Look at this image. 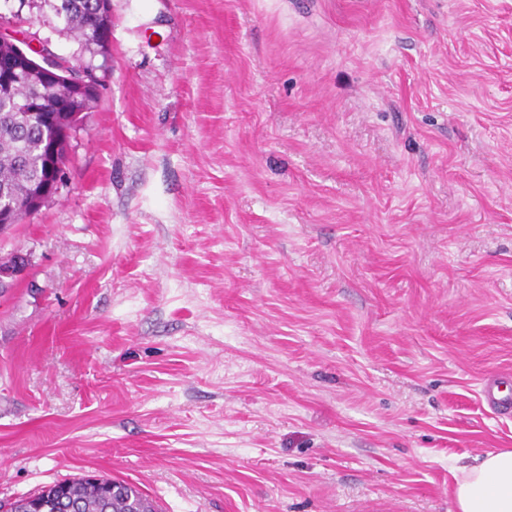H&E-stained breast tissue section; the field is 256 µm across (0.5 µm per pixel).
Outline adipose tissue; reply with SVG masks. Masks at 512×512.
<instances>
[{
	"label": "adipose tissue",
	"mask_w": 512,
	"mask_h": 512,
	"mask_svg": "<svg viewBox=\"0 0 512 512\" xmlns=\"http://www.w3.org/2000/svg\"><path fill=\"white\" fill-rule=\"evenodd\" d=\"M456 512H512V449H493L463 467L454 491Z\"/></svg>",
	"instance_id": "1"
}]
</instances>
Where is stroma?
<instances>
[{
    "label": "stroma",
    "instance_id": "1",
    "mask_svg": "<svg viewBox=\"0 0 512 512\" xmlns=\"http://www.w3.org/2000/svg\"><path fill=\"white\" fill-rule=\"evenodd\" d=\"M49 9L25 28L71 56ZM58 194L0 236V503L452 512L512 448V0H112ZM27 255L17 253L9 259L0 260V296L7 293L16 283L24 279L29 269ZM34 496L45 500L44 512L159 511L154 501L136 485L107 477L65 480L45 487Z\"/></svg>",
    "mask_w": 512,
    "mask_h": 512
}]
</instances>
